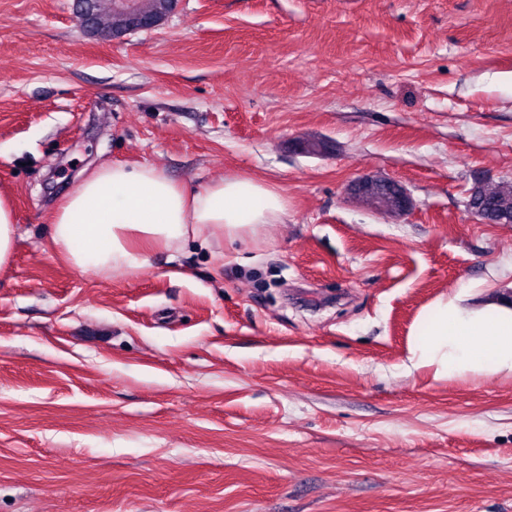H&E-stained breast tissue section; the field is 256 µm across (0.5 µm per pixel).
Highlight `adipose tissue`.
<instances>
[{
	"label": "adipose tissue",
	"instance_id": "obj_1",
	"mask_svg": "<svg viewBox=\"0 0 512 512\" xmlns=\"http://www.w3.org/2000/svg\"><path fill=\"white\" fill-rule=\"evenodd\" d=\"M287 212L280 192L246 175L190 191L151 165L112 164L60 200L50 238L75 271L133 274L152 253L210 245L216 231L244 241ZM414 333L407 359L433 379L512 375V283L482 299L474 283L460 284L426 307Z\"/></svg>",
	"mask_w": 512,
	"mask_h": 512
}]
</instances>
